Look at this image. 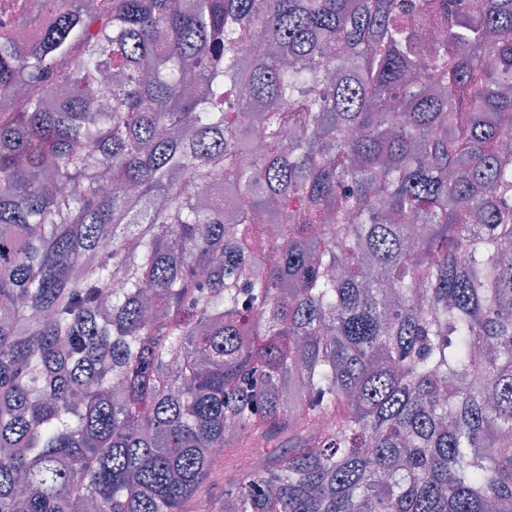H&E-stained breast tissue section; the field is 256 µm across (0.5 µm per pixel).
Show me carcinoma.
Wrapping results in <instances>:
<instances>
[{"instance_id":"obj_1","label":"carcinoma","mask_w":512,"mask_h":512,"mask_svg":"<svg viewBox=\"0 0 512 512\" xmlns=\"http://www.w3.org/2000/svg\"><path fill=\"white\" fill-rule=\"evenodd\" d=\"M48 2L0 38V512H512V0ZM55 19L56 15L53 11L45 7L40 8L39 22L37 26L22 31L16 37V49L18 54H23L33 42V40L36 39L44 29L53 25Z\"/></svg>"}]
</instances>
